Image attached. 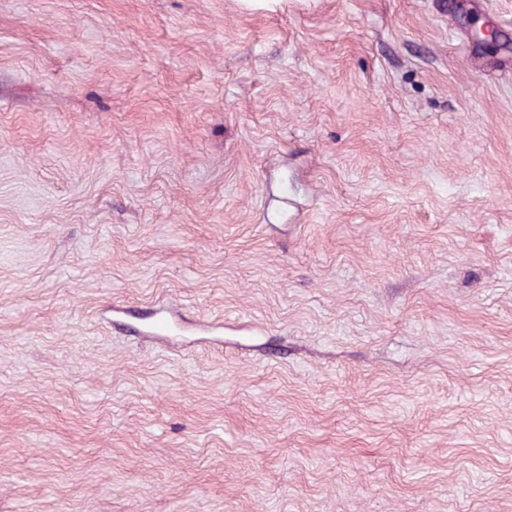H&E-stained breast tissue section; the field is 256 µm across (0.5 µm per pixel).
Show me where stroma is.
Returning <instances> with one entry per match:
<instances>
[{"label":"stroma","instance_id":"obj_1","mask_svg":"<svg viewBox=\"0 0 512 512\" xmlns=\"http://www.w3.org/2000/svg\"><path fill=\"white\" fill-rule=\"evenodd\" d=\"M0 512H512V0H0Z\"/></svg>","mask_w":512,"mask_h":512}]
</instances>
